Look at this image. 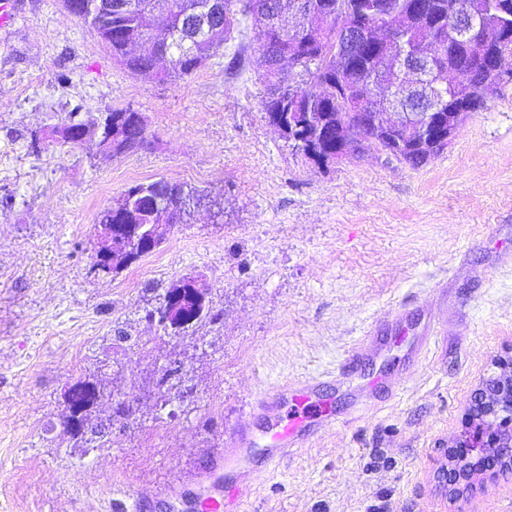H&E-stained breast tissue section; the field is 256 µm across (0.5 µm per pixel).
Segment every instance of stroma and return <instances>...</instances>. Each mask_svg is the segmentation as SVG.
Segmentation results:
<instances>
[{"label": "stroma", "instance_id": "obj_1", "mask_svg": "<svg viewBox=\"0 0 512 512\" xmlns=\"http://www.w3.org/2000/svg\"><path fill=\"white\" fill-rule=\"evenodd\" d=\"M0 33V512H110L120 491L189 483L258 393L335 371L385 311L443 321L395 396L322 428L255 479L243 512H512V471L455 498L440 473L483 379L512 357V58L496 94L419 167L371 150L326 167L271 127L255 30L174 83L125 70L63 0H19ZM131 109L149 145L54 139L73 107ZM164 179L218 197L116 274L98 213ZM198 280L213 317L145 314ZM126 341H119V334ZM109 377L92 443L65 427L76 379ZM129 403L128 415L114 412Z\"/></svg>", "mask_w": 512, "mask_h": 512}]
</instances>
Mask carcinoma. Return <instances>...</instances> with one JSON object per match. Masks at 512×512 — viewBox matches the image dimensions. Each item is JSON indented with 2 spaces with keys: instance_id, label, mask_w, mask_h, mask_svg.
I'll list each match as a JSON object with an SVG mask.
<instances>
[{
  "instance_id": "obj_1",
  "label": "carcinoma",
  "mask_w": 512,
  "mask_h": 512,
  "mask_svg": "<svg viewBox=\"0 0 512 512\" xmlns=\"http://www.w3.org/2000/svg\"><path fill=\"white\" fill-rule=\"evenodd\" d=\"M219 4L212 13L213 31L195 41L194 51L181 54L182 36L193 33L197 7L209 2ZM120 0H65L76 18L92 27L112 52V59L126 70L145 74L160 82L177 81L187 77L212 59L228 40L242 19L259 23L256 41L262 50L268 97L263 109L270 121L277 117L291 119L295 129L289 132V147L308 157L305 131L322 127L327 135L316 145V150L327 153L335 146L336 125L343 126L350 142L367 140L369 131L361 128L349 115L351 104L363 96H380L384 84L405 83L410 92L397 106L402 112H414L418 100L433 95L428 86H418L410 76L398 71L399 56H412L422 50L425 34L445 33L448 17L479 6L484 14L481 32L470 42L452 38L436 47L433 68L436 75L458 68L474 73L473 93L480 89V61L498 53L512 55V0H421L419 16L407 17L411 0H271L272 7L263 9L266 0H132L134 8L117 11L112 5ZM339 13L343 21L358 27L363 39L384 42L381 53L360 58L358 66L349 67L350 60L336 48V30L321 35L313 12ZM161 13L160 42H169L170 59L145 51L146 41L152 39L151 18ZM299 67L311 76L310 88L296 85L290 79L291 68ZM463 91L448 89L447 95L435 103L439 111L457 109L462 104ZM112 124V138L117 142L116 153L123 154L143 148L147 144L143 118L137 112H106L96 118H79V112L69 113L65 126L105 130ZM161 198L174 205L181 200L191 203L200 200L198 191L185 189L181 184L160 179L138 183L112 201L114 210L103 209L97 216L95 230L107 258L96 259L94 266L110 264L118 272L130 266L145 252L128 256L125 251L131 224H158L174 215H155L146 203ZM188 317L178 328H171L162 318L157 326L162 331L183 332L208 318L207 309L200 316L192 313L187 303ZM81 386L78 397L66 404L77 426L75 435L90 443L101 435L96 428H88L91 409L105 395L103 380L90 376L77 381Z\"/></svg>"
}]
</instances>
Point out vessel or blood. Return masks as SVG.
<instances>
[{"label": "vessel or blood", "instance_id": "obj_1", "mask_svg": "<svg viewBox=\"0 0 512 512\" xmlns=\"http://www.w3.org/2000/svg\"><path fill=\"white\" fill-rule=\"evenodd\" d=\"M407 319L401 308L385 313L347 353L336 372L288 381L256 398L249 409L252 423L235 427L224 450L197 471L190 485L171 484L149 495L122 492L112 501L113 512H152L163 503L179 505L182 512H241L256 474L271 472L322 427L345 419L336 402L337 390L349 387L356 404L394 395V373L384 370L370 377L364 366L385 358L389 332ZM436 339L437 323L431 318L421 335L410 338L406 360H420Z\"/></svg>", "mask_w": 512, "mask_h": 512}]
</instances>
